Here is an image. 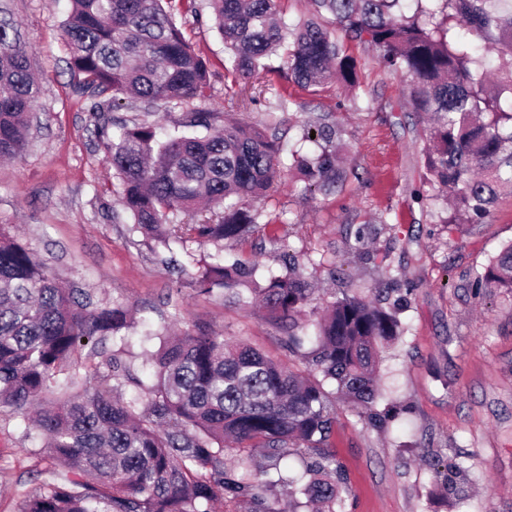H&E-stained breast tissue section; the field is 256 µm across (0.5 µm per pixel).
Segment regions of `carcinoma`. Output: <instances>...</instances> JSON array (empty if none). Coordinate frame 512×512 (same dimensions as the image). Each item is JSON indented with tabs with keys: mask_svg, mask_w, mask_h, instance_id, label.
Here are the masks:
<instances>
[{
	"mask_svg": "<svg viewBox=\"0 0 512 512\" xmlns=\"http://www.w3.org/2000/svg\"><path fill=\"white\" fill-rule=\"evenodd\" d=\"M64 26L69 66L91 107L107 149L119 202L131 231L167 247L192 240L218 244L254 232L263 216L254 202L279 176L276 139L227 124L195 108L181 128L158 138L153 123L112 132L109 111L126 101L146 108L206 97L208 68L184 37L164 0H71ZM232 73L259 77L263 60L285 49L282 68L302 89L331 78L359 88L347 46L319 19L352 39H365L379 62L402 78L408 111L430 122L422 188L438 222L484 224L501 192L512 190V5L503 0H311V17L287 29L282 0H209ZM495 46L490 65L477 40ZM21 27L0 6V159L24 149L39 99ZM209 130L203 136L190 128ZM340 130L327 114L306 129L318 147L298 155L310 193L344 185ZM376 228L361 225L354 253L370 258ZM257 267L216 263L197 280L199 292H222L240 305L263 306L286 334L288 351L309 366L303 376L261 350L211 329L166 336L150 355V399H123L126 383L142 385L112 360V386L88 384L80 352L131 326L129 308L89 309L85 292L53 277L35 253L0 226V408L25 414L65 375L74 389L42 408L26 426L44 440L43 460L66 482L48 484L20 512H344L347 475L336 459L335 416L324 384L379 427L406 412L378 409L381 349L404 334L407 308L344 290L325 314L311 307L315 289L300 264L256 279ZM469 287L479 295H512V243L502 247ZM297 455L303 471L280 462ZM444 488L464 492L467 468L444 465Z\"/></svg>",
	"mask_w": 512,
	"mask_h": 512,
	"instance_id": "cac0c4a2",
	"label": "carcinoma"
}]
</instances>
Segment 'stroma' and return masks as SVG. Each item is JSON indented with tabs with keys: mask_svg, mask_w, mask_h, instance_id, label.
I'll return each mask as SVG.
<instances>
[{
	"mask_svg": "<svg viewBox=\"0 0 512 512\" xmlns=\"http://www.w3.org/2000/svg\"><path fill=\"white\" fill-rule=\"evenodd\" d=\"M196 3L198 14L176 18L209 68L201 106L278 138L283 172L261 207L284 221L221 247L189 241L166 248L128 231L131 220L117 201L90 113L93 99L76 91L69 68L63 29L70 0H12L41 96L22 155L0 162V224L15 229L52 273L88 293L94 305L121 303L135 312L133 327L86 359L88 372L95 383L109 382L108 362L117 357L150 382L144 353L159 349L160 333L199 326L304 369L263 311L198 293L196 281L216 255L277 272L284 254H294L319 307L352 284L383 287L394 267L413 292L402 315L406 332L383 353V398L410 412L378 430L333 399L336 457L348 476L346 510L512 512V297H478L468 288L473 272L512 242V197H500L488 223L454 230L414 199L424 171L423 123L405 108L399 76L380 66L368 42L348 44L358 64L356 96L334 87L301 89L274 55L256 104L237 105L234 94L244 81L226 77L228 54L207 0ZM329 112L342 123L348 178L336 192L310 193L295 176L292 153L314 152L302 139L303 124ZM382 215L387 223H379ZM367 222L377 224L378 235L362 262L351 245ZM42 446L20 416L0 412V512H18L23 500L54 482L38 461ZM457 456L469 470L467 494L446 498L436 491L430 464Z\"/></svg>",
	"mask_w": 512,
	"mask_h": 512,
	"instance_id": "1",
	"label": "stroma"
}]
</instances>
